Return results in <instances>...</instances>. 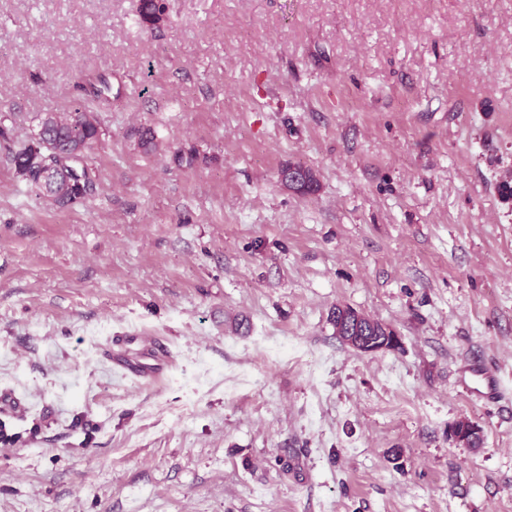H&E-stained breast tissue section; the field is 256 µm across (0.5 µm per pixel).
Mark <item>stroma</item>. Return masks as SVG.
I'll list each match as a JSON object with an SVG mask.
<instances>
[{
	"label": "stroma",
	"instance_id": "obj_1",
	"mask_svg": "<svg viewBox=\"0 0 512 512\" xmlns=\"http://www.w3.org/2000/svg\"><path fill=\"white\" fill-rule=\"evenodd\" d=\"M163 2L0 0L14 142L121 92L85 199L0 146V512H512V0ZM295 169L298 175L296 180L288 179V171ZM281 180L288 188L301 195L311 194L318 189V179L315 172L301 164H289L281 171ZM345 314H347V323L346 324L348 326V328H344L345 327V319H346V315L344 316L343 314V310L340 308V307H336V311L332 312L331 314V322L333 323L335 329H336V334L337 336L341 339V341H344L343 343H345L346 345L350 346L351 348L359 351V352H363V353H376V352H379V351H382V350H385V347L382 346V347H375L373 346L374 343L373 342H370V343H365V341H363L362 339H357L355 337H351V336H347V337H350L349 339L347 340H344L342 339L340 336H345L344 333H347L349 332V329L352 328L354 329V333H353V336H363L364 333H366L365 336H376L375 339H378L379 336H394L395 337V334L393 333V331H389V333L386 335V332L381 329L380 327L378 328V322L377 320L363 314V313H360L356 310H354L353 308H350V307H345ZM372 323H376L377 324V328H371V324ZM340 325V329L339 331H337V327ZM340 334V335H338Z\"/></svg>",
	"mask_w": 512,
	"mask_h": 512
}]
</instances>
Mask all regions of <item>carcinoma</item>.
I'll return each instance as SVG.
<instances>
[{"label": "carcinoma", "mask_w": 512, "mask_h": 512, "mask_svg": "<svg viewBox=\"0 0 512 512\" xmlns=\"http://www.w3.org/2000/svg\"><path fill=\"white\" fill-rule=\"evenodd\" d=\"M165 13L162 0H140L139 15L142 21L156 24ZM90 97L99 102L108 101L112 82L99 75L87 78ZM101 131L96 114L88 110L82 99L76 101L68 112H45L39 116L38 133L30 142L19 148L8 147L9 159L17 174L39 195L65 206L93 194L96 183L83 164L85 154L100 140ZM281 180L288 188L301 195L318 189L315 172L301 164H290L281 171ZM331 322L342 335L354 329V335L384 336L381 328H373L375 319L350 307L336 308ZM450 434L466 441L472 447L481 444L480 429L470 420H458L450 427Z\"/></svg>", "instance_id": "cac0c4a2"}]
</instances>
